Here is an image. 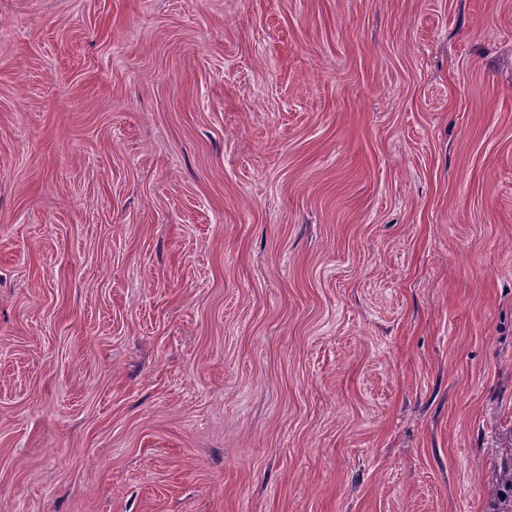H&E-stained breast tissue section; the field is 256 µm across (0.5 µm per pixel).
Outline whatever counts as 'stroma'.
I'll return each mask as SVG.
<instances>
[{
  "label": "stroma",
  "mask_w": 512,
  "mask_h": 512,
  "mask_svg": "<svg viewBox=\"0 0 512 512\" xmlns=\"http://www.w3.org/2000/svg\"><path fill=\"white\" fill-rule=\"evenodd\" d=\"M512 0H0V512H489Z\"/></svg>",
  "instance_id": "stroma-1"
}]
</instances>
